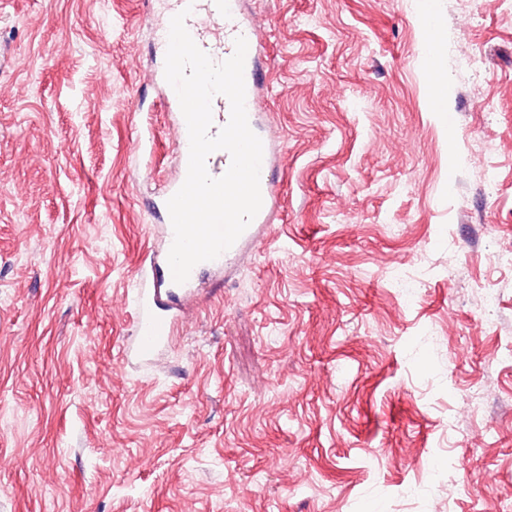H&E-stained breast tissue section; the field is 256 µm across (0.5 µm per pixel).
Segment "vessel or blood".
<instances>
[{"instance_id": "vessel-or-blood-1", "label": "vessel or blood", "mask_w": 512, "mask_h": 512, "mask_svg": "<svg viewBox=\"0 0 512 512\" xmlns=\"http://www.w3.org/2000/svg\"><path fill=\"white\" fill-rule=\"evenodd\" d=\"M175 8L179 11L188 10L186 28L197 46L214 62L219 63L232 56L236 38H245V108L248 118H255L261 107L259 89L262 85V69L258 62L260 46L252 24L241 13L240 0H176ZM273 164V147L271 143H264L260 173V211L228 250L215 260L199 263L197 268L192 269L187 281L181 284L174 282L168 263L167 248L174 239L173 227L168 223L170 215L166 205H159L161 218L166 222L165 247L149 253L152 280L139 284L136 290L135 330L123 344L126 358L141 363L153 362L172 342L178 320V310L166 303V296L171 293L184 296L192 294L201 271L223 267L244 245L254 241L257 231L268 223L276 194L275 184L270 176Z\"/></svg>"}]
</instances>
